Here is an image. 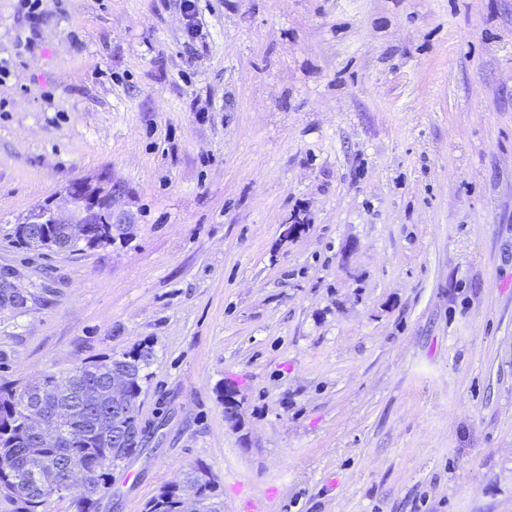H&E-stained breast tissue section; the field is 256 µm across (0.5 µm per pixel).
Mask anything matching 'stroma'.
Segmentation results:
<instances>
[{"label": "stroma", "mask_w": 512, "mask_h": 512, "mask_svg": "<svg viewBox=\"0 0 512 512\" xmlns=\"http://www.w3.org/2000/svg\"><path fill=\"white\" fill-rule=\"evenodd\" d=\"M0 0V225L106 176L112 243L0 267V385L150 346L100 512H512V0ZM238 418L224 416V389ZM194 490L200 488L199 496L204 502L203 512H223L224 505L212 501L211 481L208 478L207 470L202 466H196L187 471L183 486H172L163 489L147 505V512H184L183 494L187 487Z\"/></svg>", "instance_id": "35a3bbf8"}]
</instances>
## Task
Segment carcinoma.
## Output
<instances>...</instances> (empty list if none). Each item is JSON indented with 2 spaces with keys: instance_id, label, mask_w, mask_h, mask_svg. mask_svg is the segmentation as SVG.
<instances>
[{
  "instance_id": "1",
  "label": "carcinoma",
  "mask_w": 512,
  "mask_h": 512,
  "mask_svg": "<svg viewBox=\"0 0 512 512\" xmlns=\"http://www.w3.org/2000/svg\"><path fill=\"white\" fill-rule=\"evenodd\" d=\"M109 214L102 212L95 234L87 239L86 247L112 242ZM0 231L13 238L24 249H47L70 246L82 247L66 232V227L51 224L43 227L39 237L30 233L26 224H6ZM10 274L0 273V307L6 301H17L20 310L28 309L33 295H20L8 287ZM154 359L149 348L133 350L119 356L82 364L64 374L49 373L42 379L43 412L48 422L62 433L59 443L45 446L39 442L26 414V399L30 388L26 384L0 385V502L11 507L10 512H47V506L61 500L68 492L61 489L72 466L89 472L88 485L77 492L82 502L79 512H99L100 502L111 485L112 470L120 467L142 451L123 447L115 442V431L135 427L147 435L139 419L143 384ZM86 385L96 387L98 407L86 411L76 407L79 393ZM60 466V479L49 481V465ZM200 489L204 512H223L224 505L212 500L211 481L207 470L196 466L187 471L183 485L163 489L147 505V512H183L186 489Z\"/></svg>"
}]
</instances>
